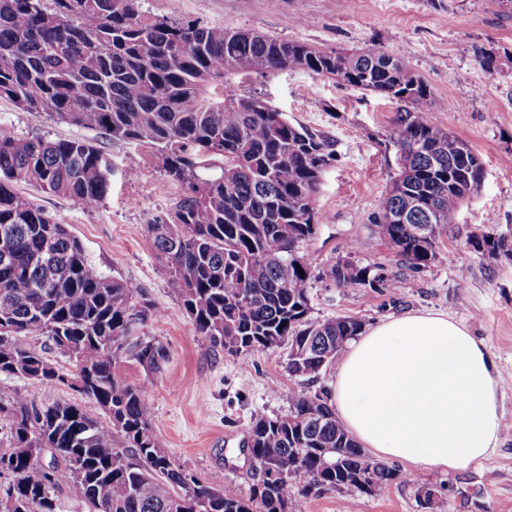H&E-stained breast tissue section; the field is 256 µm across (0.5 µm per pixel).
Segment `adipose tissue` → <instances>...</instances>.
I'll return each mask as SVG.
<instances>
[{"label": "adipose tissue", "instance_id": "adipose-tissue-1", "mask_svg": "<svg viewBox=\"0 0 512 512\" xmlns=\"http://www.w3.org/2000/svg\"><path fill=\"white\" fill-rule=\"evenodd\" d=\"M503 385L466 325L409 313L348 342L331 400L348 432L377 456L458 470L497 447Z\"/></svg>", "mask_w": 512, "mask_h": 512}]
</instances>
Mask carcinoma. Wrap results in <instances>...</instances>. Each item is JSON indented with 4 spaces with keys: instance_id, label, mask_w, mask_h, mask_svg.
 Listing matches in <instances>:
<instances>
[{
    "instance_id": "1",
    "label": "carcinoma",
    "mask_w": 512,
    "mask_h": 512,
    "mask_svg": "<svg viewBox=\"0 0 512 512\" xmlns=\"http://www.w3.org/2000/svg\"><path fill=\"white\" fill-rule=\"evenodd\" d=\"M303 70L402 104L397 141L403 170L376 220L405 262L436 256L484 166L448 151L460 139L428 123L429 86L377 47L317 50L220 25L180 23L142 0H0V98L39 115L100 132L112 143L149 144L167 177L187 185L174 207L147 226L168 288L195 330L232 356L288 349V371L314 382L363 323L313 320L311 263L303 245L321 215V170L334 144L291 123L260 96H226L229 74ZM113 163L92 142L20 136L0 128V376L61 383L107 414L97 422L71 403L38 406L0 398V504L14 512H58L54 492L76 486L88 512H288L295 494L371 493L398 473L369 458L336 417L328 393L301 389L282 416H255L249 497L224 493L221 476L196 481L159 448L141 384L118 373L126 353L152 372L165 349L134 337L159 316L146 293L100 272L65 225L13 185L24 183L85 208L104 203ZM400 224H382L388 212ZM434 224L430 236L416 233ZM504 240L483 237L496 261ZM338 288H395L394 277L349 261L322 270ZM42 335L76 368L65 375L24 344ZM126 446H112L114 434ZM51 461L41 462L44 453Z\"/></svg>"
}]
</instances>
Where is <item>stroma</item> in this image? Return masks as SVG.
Instances as JSON below:
<instances>
[{"label":"stroma","instance_id":"1","mask_svg":"<svg viewBox=\"0 0 512 512\" xmlns=\"http://www.w3.org/2000/svg\"><path fill=\"white\" fill-rule=\"evenodd\" d=\"M143 7L158 17L219 24L322 51L375 46L429 84L427 120L466 142L485 176L443 232L435 259L418 272L371 221L401 171L396 103L299 70L234 76L224 86L231 94L261 96L335 143L336 160L317 195L322 219L304 245L314 271L349 260L384 268L399 282L394 290L336 288L316 276L310 318L352 317L368 328L408 312L445 313L484 342L506 380L499 393L506 424L487 459L460 470L411 468L395 460L398 479L372 493L298 495L288 512H421L418 493L425 487L436 493L435 512H512V0H279L275 6L270 0H143ZM481 49L492 52V69L479 65ZM0 126L22 136L88 140L109 154L112 189L98 208L30 185L17 190L66 224L104 275L147 291L161 314L136 325L135 333L162 345L169 359L157 374L128 357L121 370L143 384L157 442L172 459L200 483L220 472L225 491L248 495L257 480L245 452L250 421L257 414H286L300 380L288 371L286 349L246 357L214 349L160 275L147 226L174 206L183 186L165 176L154 148L107 144L98 131L3 99ZM130 163L138 167L133 178L124 173ZM486 235L505 238L511 247L491 264L476 248ZM18 395L40 405L76 404L98 422L107 418L67 386L0 376V397Z\"/></svg>","mask_w":512,"mask_h":512}]
</instances>
